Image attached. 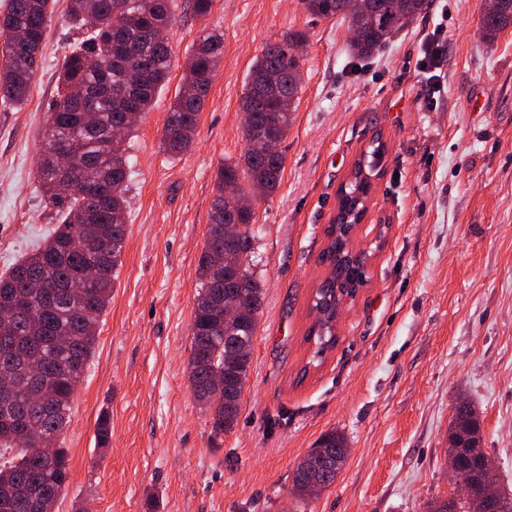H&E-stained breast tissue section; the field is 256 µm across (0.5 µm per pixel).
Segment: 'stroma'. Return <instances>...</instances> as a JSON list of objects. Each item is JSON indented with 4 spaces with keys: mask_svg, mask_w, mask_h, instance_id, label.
<instances>
[{
    "mask_svg": "<svg viewBox=\"0 0 512 512\" xmlns=\"http://www.w3.org/2000/svg\"><path fill=\"white\" fill-rule=\"evenodd\" d=\"M174 0L169 80L125 142L133 165L126 242L61 442L70 478L55 512H425L446 498L448 424L477 412L482 446L512 491V28L482 35L487 0H428L374 56L349 48L347 20L298 0H214L207 18ZM58 0L27 102L0 105V275L58 225L37 162L57 71L77 39ZM224 57L195 142L173 156L161 135L202 30ZM303 33L302 85L278 189L255 209L264 285L235 427L211 436L189 383L195 270L216 173L247 143L240 103L254 58ZM445 53L439 88L420 67ZM382 154L353 244L367 281L343 305L323 359L307 334L339 191L355 163ZM108 416L107 447L96 425ZM349 454L319 497L292 496L293 470L320 435Z\"/></svg>",
    "mask_w": 512,
    "mask_h": 512,
    "instance_id": "1",
    "label": "stroma"
}]
</instances>
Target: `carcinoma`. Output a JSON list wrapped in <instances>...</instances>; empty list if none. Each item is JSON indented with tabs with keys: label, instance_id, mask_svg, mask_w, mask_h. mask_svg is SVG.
<instances>
[{
	"label": "carcinoma",
	"instance_id": "cac0c4a2",
	"mask_svg": "<svg viewBox=\"0 0 512 512\" xmlns=\"http://www.w3.org/2000/svg\"><path fill=\"white\" fill-rule=\"evenodd\" d=\"M172 0H69L68 23L83 34L82 40L65 53L59 69L58 100L48 113L39 158L41 188L48 200L61 208V224L36 252L16 262L8 274L0 276V310L13 314L0 323V375L22 377L30 365L42 367V376L53 406L32 401V395L19 389L18 400L25 404L32 429L56 440L69 422L75 386L84 374L96 344L100 315L112 298L115 270L125 246L127 183L130 162L123 142L97 147L110 137L112 127L122 126L126 136L138 122L128 109L142 114L149 111L157 93L170 74L169 45L155 40V32L173 24ZM342 0H299L302 9L317 18L341 15L350 25L358 24L360 37L350 40L351 51L371 57L390 37L405 26L393 10V0H364L369 11L355 16L341 8ZM500 7L484 13L482 32L491 40L512 27V0H498ZM56 0H7L0 12V28L23 33L21 42L0 48V102L20 106L28 98L41 64L42 43ZM304 36L293 33L267 45L252 62L242 96L241 109L254 122L272 119L277 141H282L294 122L298 92L302 83L301 48ZM224 56V36L203 30L190 54L183 75L184 93L170 107L164 124L165 151L178 155L191 148L199 115L207 93ZM134 71L142 85L131 99L123 92L124 75ZM81 139L85 151L73 162L70 175L57 174L48 159L63 135ZM284 155L273 145L271 151L246 147L242 160L224 164L216 174V193L210 207V224L205 250L197 268L200 291L192 324V352L189 380L193 395L202 409L211 413V434L217 438L236 424L241 395L248 379L253 339L256 332L263 288L256 276L253 254L257 235L255 214L235 209L224 197V184H257L264 195L273 194L280 182ZM248 185H243V181ZM364 182L356 169L347 194L339 197L337 215L354 218L359 207L354 193ZM241 225L245 257L235 268L216 279L214 267L224 260V239L215 234V225ZM348 226L328 228L332 236L322 258L332 266L318 285L312 310L318 314L311 334L315 354L334 345L333 318L338 303L366 279L365 266L354 260L347 239ZM235 291L245 300L231 332L247 344L237 358L228 356L224 343V313L214 302L224 292ZM216 378L228 381L226 391L212 388ZM450 428L461 448L482 444L480 423L469 406L456 408ZM18 449L9 464H0V501L8 512H38L39 498L58 500L70 477L68 454L50 445L33 449L9 416L0 413V450ZM310 452L331 456L322 474V488L331 486L342 469L349 448L346 437L332 429L323 433ZM468 495L448 502L449 512H478L482 478Z\"/></svg>",
	"mask_w": 512,
	"mask_h": 512
}]
</instances>
